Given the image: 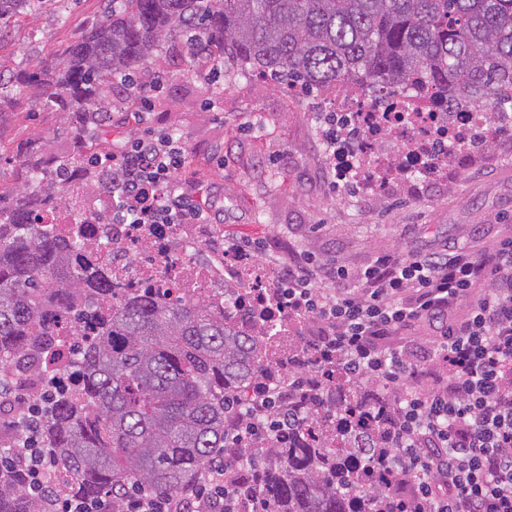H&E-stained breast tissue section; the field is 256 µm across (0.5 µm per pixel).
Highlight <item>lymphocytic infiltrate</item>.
Returning <instances> with one entry per match:
<instances>
[{
	"mask_svg": "<svg viewBox=\"0 0 512 512\" xmlns=\"http://www.w3.org/2000/svg\"><path fill=\"white\" fill-rule=\"evenodd\" d=\"M130 90L140 101L131 114L140 134L91 162L112 177L113 215L128 224L210 223V187L181 182L180 138L153 130L149 97L138 83ZM321 136L333 161L328 177L359 182L356 165L335 162L350 145L340 141L333 113ZM280 271L272 294L246 298V306L267 320L284 309L319 324V360L330 379L364 378L389 397L371 474L392 491L387 512H512V237L484 254L455 242L384 254L354 271L291 254ZM420 327L427 341L392 344ZM433 374L437 382L421 385ZM288 413L263 381L247 401H230L227 448L183 495L137 490L118 503L66 497L54 490L36 435L19 453L30 459L29 491L49 512H255L264 470L254 459L272 455L290 427Z\"/></svg>",
	"mask_w": 512,
	"mask_h": 512,
	"instance_id": "obj_1",
	"label": "lymphocytic infiltrate"
}]
</instances>
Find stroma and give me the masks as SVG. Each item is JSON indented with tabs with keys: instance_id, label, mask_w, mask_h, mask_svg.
Here are the masks:
<instances>
[{
	"instance_id": "stroma-1",
	"label": "stroma",
	"mask_w": 512,
	"mask_h": 512,
	"mask_svg": "<svg viewBox=\"0 0 512 512\" xmlns=\"http://www.w3.org/2000/svg\"><path fill=\"white\" fill-rule=\"evenodd\" d=\"M101 0H44L33 13L10 19L0 40V72L29 70L64 49L98 19ZM198 63L163 49L157 68L164 87L153 98L151 126L177 130L186 150L183 178L212 189L215 222L225 237L260 240L263 262L286 252L310 254L351 269L377 253L427 250L456 241L473 249L512 236V137L477 154L471 164L422 194H393L360 206L332 188L324 167L317 91L242 75L225 62L218 78H200ZM135 101L114 92L109 113L97 115L95 139L128 140L125 116ZM64 116L24 103L0 113V153L12 156L31 137H47L55 152L69 150Z\"/></svg>"
}]
</instances>
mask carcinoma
<instances>
[{
    "label": "carcinoma",
    "mask_w": 512,
    "mask_h": 512,
    "mask_svg": "<svg viewBox=\"0 0 512 512\" xmlns=\"http://www.w3.org/2000/svg\"><path fill=\"white\" fill-rule=\"evenodd\" d=\"M75 44L31 70L0 73V112L22 100L65 115L75 155L50 139L20 149L15 185L0 184V460L32 422L14 389L34 391L68 360L75 379L51 395L36 425L53 486L66 496H121L131 488H188L224 447L225 399L262 372L256 340L202 301L160 305L112 298L96 247L65 244L34 216L68 205L65 181L93 192L109 177L83 164L88 130L110 104L114 78L156 62L165 44L218 65L286 77L306 89L360 79L405 90L418 76L446 103L465 94L512 108V0H105ZM95 334L71 348L59 324ZM327 407L301 401L303 423L264 466L262 503L273 512H371L385 487L362 491L345 467L368 463L373 430L389 410L380 389L347 384ZM26 468L0 464V512H47L29 495Z\"/></svg>",
    "instance_id": "carcinoma-1"
}]
</instances>
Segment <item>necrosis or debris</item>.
I'll list each match as a JSON object with an SVG mask.
<instances>
[{"mask_svg": "<svg viewBox=\"0 0 512 512\" xmlns=\"http://www.w3.org/2000/svg\"><path fill=\"white\" fill-rule=\"evenodd\" d=\"M378 88L360 82L325 87L322 99L335 112L337 123H349L358 130L353 143L361 160L363 175L374 184L378 196L409 190L427 178L420 164L423 152L431 149L437 128L449 136H461L465 149L448 145L451 167L465 168L472 156L470 144L489 148L502 130L512 127V114L500 113L488 119L481 104L462 98L450 107L439 105L420 85L407 94L391 95L381 102ZM70 223L62 233H78L103 250L106 263L116 274V298L148 288L160 302L207 301L212 309L238 327L250 328L253 319L239 303L245 295L270 293L275 276L266 264L224 247V235L214 224H168L156 236H146L139 225L119 224L107 215V197L86 195L73 189ZM300 319L275 315L272 327L277 332L275 350L280 356L297 351L306 355L309 365L305 381L321 385L323 377L315 365L320 338L305 330Z\"/></svg>", "mask_w": 512, "mask_h": 512, "instance_id": "4bbe7bcc", "label": "necrosis or debris"}]
</instances>
